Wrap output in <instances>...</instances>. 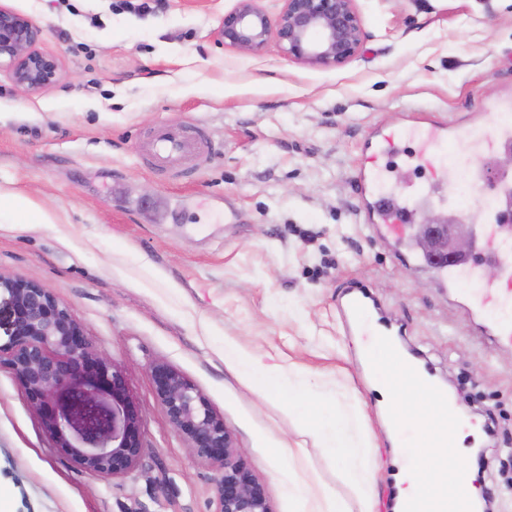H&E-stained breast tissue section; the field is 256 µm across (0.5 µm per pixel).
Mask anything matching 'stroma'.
Segmentation results:
<instances>
[{
	"instance_id": "stroma-1",
	"label": "stroma",
	"mask_w": 512,
	"mask_h": 512,
	"mask_svg": "<svg viewBox=\"0 0 512 512\" xmlns=\"http://www.w3.org/2000/svg\"><path fill=\"white\" fill-rule=\"evenodd\" d=\"M236 0H0L61 59L55 86L30 94L0 75V190L49 210L50 224L0 216V275L67 305L91 347L127 373L143 453L106 479L64 455L21 385L0 365V492L10 512H216L218 473L195 459L159 401L166 363L224 420L273 512L353 499L341 466L287 413L288 392L259 393L224 361L232 340L302 374L375 467L372 512H395L393 434L343 313L353 286L402 329L432 375L474 399L462 454L487 450L494 512H512V345L469 319L455 293L363 225L355 176L380 128L422 118L481 135L512 119V0H356L366 38L339 68L224 48L215 31ZM200 129L201 154L158 173L138 147L157 124ZM455 168L447 203L420 207L478 230L495 193L496 154Z\"/></svg>"
}]
</instances>
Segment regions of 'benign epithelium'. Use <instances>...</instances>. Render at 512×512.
<instances>
[{"instance_id": "7a95c632", "label": "benign epithelium", "mask_w": 512, "mask_h": 512, "mask_svg": "<svg viewBox=\"0 0 512 512\" xmlns=\"http://www.w3.org/2000/svg\"><path fill=\"white\" fill-rule=\"evenodd\" d=\"M283 2L272 16L258 0H237L224 14L218 43L259 54L273 39L284 57L318 69L341 67L358 55L365 31L356 0ZM39 41L40 30L28 17L0 6V71L29 94L55 85L61 77L59 57L40 50ZM417 243L432 263L444 266L469 253L471 237L466 225L440 224L427 215L418 224ZM2 294L8 297L12 320L5 332L8 340L0 343V362L12 370L58 448L80 468L103 478L128 474L143 447L141 415L126 402L125 370L92 349L69 307L38 284L0 276ZM150 373L173 428L186 438L194 457L219 473L217 512H272L263 486L202 392L168 364L156 363ZM86 387L122 401L121 416L109 410L105 421L79 427L55 407L59 390L71 389L81 397Z\"/></svg>"}]
</instances>
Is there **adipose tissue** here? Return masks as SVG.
I'll use <instances>...</instances> for the list:
<instances>
[{"mask_svg":"<svg viewBox=\"0 0 512 512\" xmlns=\"http://www.w3.org/2000/svg\"><path fill=\"white\" fill-rule=\"evenodd\" d=\"M224 356L249 380L258 392L274 386H285L286 381L275 366L262 363L254 355L240 349L233 342H225ZM308 426L321 447L327 448L331 456L339 458L345 465V479L352 486L357 499L367 502L371 497L374 482V467L366 449L354 445L347 437L342 419L327 418L315 411H306Z\"/></svg>","mask_w":512,"mask_h":512,"instance_id":"adipose-tissue-1","label":"adipose tissue"}]
</instances>
